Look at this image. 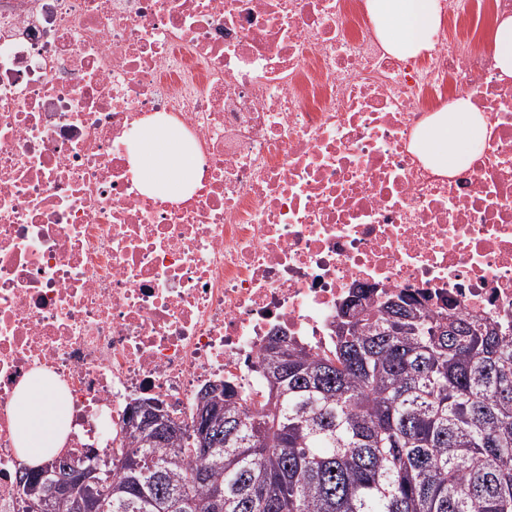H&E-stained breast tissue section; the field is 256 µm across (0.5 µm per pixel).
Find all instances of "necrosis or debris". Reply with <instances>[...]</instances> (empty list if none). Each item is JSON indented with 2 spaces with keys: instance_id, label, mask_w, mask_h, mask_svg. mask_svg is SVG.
I'll use <instances>...</instances> for the list:
<instances>
[{
  "instance_id": "1",
  "label": "necrosis or debris",
  "mask_w": 512,
  "mask_h": 512,
  "mask_svg": "<svg viewBox=\"0 0 512 512\" xmlns=\"http://www.w3.org/2000/svg\"><path fill=\"white\" fill-rule=\"evenodd\" d=\"M366 3L0 0V512L33 373L70 400L65 453L109 454L136 399L187 424L209 383L259 398L270 336L329 351L353 289L512 318V0H439L407 58ZM461 96L483 147L440 174L414 138ZM151 117L197 155L186 199L139 189ZM498 68L506 77H512V17L502 20L494 33Z\"/></svg>"
}]
</instances>
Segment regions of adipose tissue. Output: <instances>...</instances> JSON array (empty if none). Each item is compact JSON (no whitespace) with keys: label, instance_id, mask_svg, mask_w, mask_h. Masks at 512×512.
Here are the masks:
<instances>
[{"label":"adipose tissue","instance_id":"adipose-tissue-1","mask_svg":"<svg viewBox=\"0 0 512 512\" xmlns=\"http://www.w3.org/2000/svg\"><path fill=\"white\" fill-rule=\"evenodd\" d=\"M377 32L392 53L411 57L431 49L440 21L439 0H367ZM484 121L468 97L433 114L416 139L415 148L435 170L449 172L466 164L479 148ZM143 193L178 201L189 197L197 182V161L176 136L157 141L153 125H145L130 153ZM15 437L29 464L47 461L62 448L69 430L67 403L43 376L35 375L16 391Z\"/></svg>","mask_w":512,"mask_h":512}]
</instances>
